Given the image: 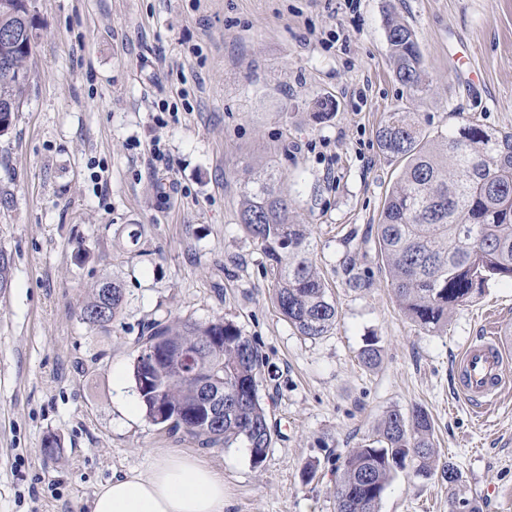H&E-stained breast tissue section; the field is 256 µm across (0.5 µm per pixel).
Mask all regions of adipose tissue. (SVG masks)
<instances>
[{"instance_id":"adipose-tissue-1","label":"adipose tissue","mask_w":512,"mask_h":512,"mask_svg":"<svg viewBox=\"0 0 512 512\" xmlns=\"http://www.w3.org/2000/svg\"><path fill=\"white\" fill-rule=\"evenodd\" d=\"M92 512H224V475L197 459L165 454L101 486Z\"/></svg>"}]
</instances>
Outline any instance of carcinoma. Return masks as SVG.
Masks as SVG:
<instances>
[{
  "label": "carcinoma",
  "mask_w": 512,
  "mask_h": 512,
  "mask_svg": "<svg viewBox=\"0 0 512 512\" xmlns=\"http://www.w3.org/2000/svg\"><path fill=\"white\" fill-rule=\"evenodd\" d=\"M28 0H0V30L23 27ZM385 35L398 80L415 93L431 90L422 67V55L412 29L391 14ZM32 47L22 48L0 39V58L27 69ZM27 81L0 78V104L11 112L0 118L13 124L26 97ZM383 154L403 167L376 224V237L386 275L402 313L420 329L438 333L448 327V314L457 305L482 294L489 282L512 279V133L467 121L457 129L427 135L414 112L390 113L376 130ZM278 177L267 172L243 191L239 220L266 258L273 298L279 314L300 335L315 339L336 324L338 309L311 255L309 226L293 215L288 199L277 188ZM11 257L0 250V290L11 285ZM126 305L125 289L114 278H104L80 308V320L92 330L107 331ZM210 336H222L219 349L201 357V367L224 396H238L234 413L208 430H196L187 411L196 408L198 381L175 375V354L197 350ZM139 347L151 346L163 359L153 370L157 383L147 390L140 376L148 364L136 358L134 380L149 417L155 399L170 406L172 415L161 422L172 432L183 431L203 447L226 448L241 441L252 464L260 466L273 445L268 412L258 388L262 356L252 339L234 322L215 319L153 320L138 338ZM381 358L379 339L370 336L358 353L359 363L376 367ZM413 475L440 473L451 490L457 512H474L470 500L459 497L461 475L450 462L438 464L434 427L426 410L387 412L373 436L349 451L338 467L336 512H379L390 482L406 463Z\"/></svg>",
  "instance_id": "carcinoma-1"
}]
</instances>
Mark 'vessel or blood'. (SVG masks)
Instances as JSON below:
<instances>
[{
	"instance_id": "b4317fda",
	"label": "vessel or blood",
	"mask_w": 512,
	"mask_h": 512,
	"mask_svg": "<svg viewBox=\"0 0 512 512\" xmlns=\"http://www.w3.org/2000/svg\"><path fill=\"white\" fill-rule=\"evenodd\" d=\"M505 351L498 336H482L456 364L458 389L476 406L494 402L504 389Z\"/></svg>"
}]
</instances>
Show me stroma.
Instances as JSON below:
<instances>
[{
	"mask_svg": "<svg viewBox=\"0 0 512 512\" xmlns=\"http://www.w3.org/2000/svg\"><path fill=\"white\" fill-rule=\"evenodd\" d=\"M30 87L0 137V512H91L99 487L176 451L224 473V512H335L336 468L389 410H427L440 461L478 512H512V367L475 408L454 367L496 310L512 345V281L491 282L428 333L399 309L375 228L401 164L376 129L418 113L434 134L468 120L512 129V0H31ZM414 30L432 84H400L384 18ZM335 104L314 120L319 99ZM159 144L154 168L142 157ZM275 172L309 225L335 326L300 336L279 314L265 258L238 219L247 183ZM370 288L347 287L346 266ZM124 285L109 334L80 307ZM223 317L263 357L274 444L201 447L154 424L138 393L150 319ZM382 361L364 368L366 337ZM61 449L45 458L42 442ZM315 465L304 480L307 465ZM380 512H451L440 476L399 473Z\"/></svg>",
	"mask_w": 512,
	"mask_h": 512,
	"instance_id": "35a3bbf8",
	"label": "stroma"
}]
</instances>
